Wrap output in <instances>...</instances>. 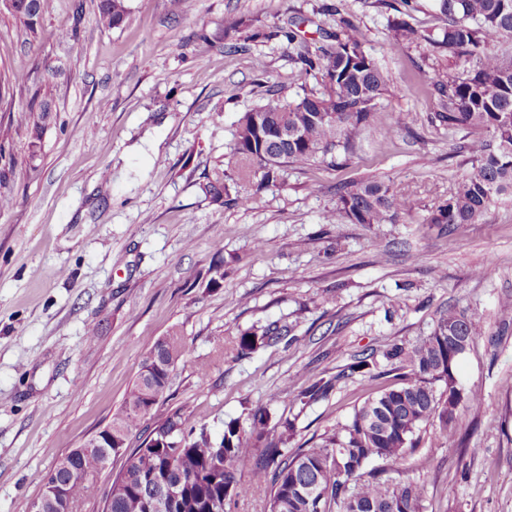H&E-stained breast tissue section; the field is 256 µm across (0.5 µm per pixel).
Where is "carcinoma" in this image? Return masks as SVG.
I'll return each instance as SVG.
<instances>
[{"instance_id":"1","label":"carcinoma","mask_w":512,"mask_h":512,"mask_svg":"<svg viewBox=\"0 0 512 512\" xmlns=\"http://www.w3.org/2000/svg\"><path fill=\"white\" fill-rule=\"evenodd\" d=\"M9 13L34 28L45 0H12ZM443 26L421 31L399 20L392 26L397 41H423L446 51L458 72L438 80L433 90L444 99L434 119L453 129H474L483 135L464 145L471 167L453 194L425 219L427 224H477L492 204L512 195V57L499 45L512 42V0H438ZM98 22L117 28L128 17L127 0H99ZM296 60L314 76L320 88H304L293 99L275 93L255 104L239 119L226 167L237 186L256 190L280 187L290 166L336 165L349 157L357 139L379 110L387 76L366 47L358 25L340 20L333 44L315 52L300 51ZM32 147H38L52 106L37 103ZM285 126L296 135L272 139L271 129ZM203 192L224 203L229 187L217 178ZM411 208L400 190L378 180H353L336 190L328 212L333 224H386ZM474 335L463 311L440 314L431 333L411 348L395 345L385 354L393 382L367 395L345 422H339L311 448H291L296 419L272 421L257 405L247 417L224 422L220 438L197 427L191 410L179 406L158 413L156 395L170 383L173 369L184 362V337L173 332L154 341L137 380L121 407L112 413V454L127 455L125 467L112 478L106 512H225L226 502L247 494L251 486H272L269 512H425L426 488L404 476V466L417 445V432L434 423L439 433L453 437L460 392L455 368L466 353L448 344L458 333ZM282 335L269 325L240 333L237 351L247 354ZM377 364L366 355L336 375L305 379L295 400L303 405L328 398L337 382L355 374L376 379ZM156 426L145 425V417ZM105 448H75L62 463L41 476L43 492L35 508L67 512L69 503H91L101 495L97 477L107 466ZM377 458L385 467L367 468ZM397 472L390 477L387 471ZM248 474L250 484L240 480ZM180 484L176 506L168 504L165 487Z\"/></svg>"}]
</instances>
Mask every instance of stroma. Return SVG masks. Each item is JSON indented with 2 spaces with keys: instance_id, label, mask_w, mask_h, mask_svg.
<instances>
[{
  "instance_id": "obj_1",
  "label": "stroma",
  "mask_w": 512,
  "mask_h": 512,
  "mask_svg": "<svg viewBox=\"0 0 512 512\" xmlns=\"http://www.w3.org/2000/svg\"><path fill=\"white\" fill-rule=\"evenodd\" d=\"M97 3L46 0L32 28L0 12V195L13 200L0 210V512H30L40 475L110 421L171 331L188 355L163 407H189L218 435L263 405L296 417L299 446L386 383L357 375L302 407L290 391L300 375L336 374L364 353L386 369L387 350L416 345L451 307L474 328L458 385L483 404L459 407L465 445L427 428L409 475L426 484L427 512H512V197L445 234L427 223L469 170L460 147L474 133L431 122L447 54L388 29L398 16L441 26L436 0H195L190 13L127 0L112 29ZM342 17L390 76L357 152L332 170L288 168L248 206L211 202L201 186L222 175L242 114L265 90L291 98L315 84L280 28L313 50ZM35 96L53 109L37 152ZM398 112L412 132L396 128ZM368 178L405 190L412 209L391 224L327 223L337 185ZM222 257L231 264L209 287ZM271 323L290 335L236 352L241 332Z\"/></svg>"
}]
</instances>
